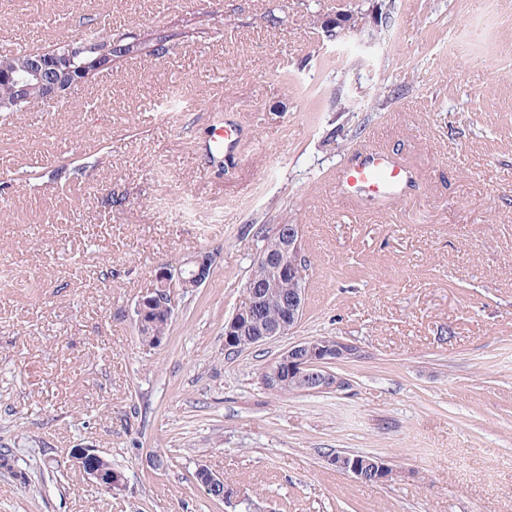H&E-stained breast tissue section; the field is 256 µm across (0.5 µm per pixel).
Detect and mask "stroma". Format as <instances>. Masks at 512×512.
Returning a JSON list of instances; mask_svg holds the SVG:
<instances>
[{"label": "stroma", "mask_w": 512, "mask_h": 512, "mask_svg": "<svg viewBox=\"0 0 512 512\" xmlns=\"http://www.w3.org/2000/svg\"><path fill=\"white\" fill-rule=\"evenodd\" d=\"M358 33L329 35L343 11ZM0 0V50L87 25L174 34L125 56L61 107L0 122V512H512V0ZM189 110L160 112L173 94ZM234 163L206 159L218 122ZM79 127V138L58 132ZM377 144L412 173L403 197L355 201L332 176ZM96 160L82 182L14 186ZM122 198L119 206L111 197ZM277 224L302 227V318L239 354L224 323ZM217 250L177 296L160 345L133 311L158 266ZM357 344L346 389L277 396L261 373L288 345ZM122 473L108 492L69 452ZM380 455L368 486L332 455Z\"/></svg>", "instance_id": "35a3bbf8"}]
</instances>
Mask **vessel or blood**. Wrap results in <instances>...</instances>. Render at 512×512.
Masks as SVG:
<instances>
[{
	"mask_svg": "<svg viewBox=\"0 0 512 512\" xmlns=\"http://www.w3.org/2000/svg\"><path fill=\"white\" fill-rule=\"evenodd\" d=\"M334 179L351 197L383 201L400 196L408 185L406 170L390 153L375 147L348 159Z\"/></svg>",
	"mask_w": 512,
	"mask_h": 512,
	"instance_id": "vessel-or-blood-1",
	"label": "vessel or blood"
}]
</instances>
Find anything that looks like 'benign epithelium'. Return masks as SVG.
Masks as SVG:
<instances>
[{"label": "benign epithelium", "instance_id": "benign-epithelium-1", "mask_svg": "<svg viewBox=\"0 0 512 512\" xmlns=\"http://www.w3.org/2000/svg\"><path fill=\"white\" fill-rule=\"evenodd\" d=\"M115 39L101 37V41L89 45L75 39L59 58L50 59L42 54L29 57L23 71L11 77L16 93V101L21 102L37 89L44 104L53 106L57 101L69 97L83 81L92 76L86 68L85 54L93 51L97 59L109 56ZM280 246L276 253L261 252L255 259L250 278L244 289V302L247 308H267L277 305L275 318L258 324L252 331L255 344H263L288 334L300 321L306 296L307 271L301 264L302 229L299 224L277 225ZM214 254L195 255L177 266H162L156 269L154 285L140 297L134 308L133 320L142 336L151 337L154 345L161 344L164 336L157 334V326L169 324L175 314V300L179 294L193 292L211 276ZM291 281L294 287L278 300H273L265 292L267 288H278L281 283ZM244 316L238 310L224 322V348L230 350L236 336L243 329ZM361 358L360 348L349 341L336 337H315L296 342L286 348L266 370L268 380L278 385H302L310 391L324 393L340 391L347 385L344 377L332 372L330 366L340 361ZM97 455V450L86 448L71 456V462L95 483L102 481L101 470L83 468L86 455ZM330 464L336 469L360 479L364 471L372 473L377 484L389 483L399 477L400 472L381 457L374 456L363 461L357 456L334 455Z\"/></svg>", "mask_w": 512, "mask_h": 512}]
</instances>
